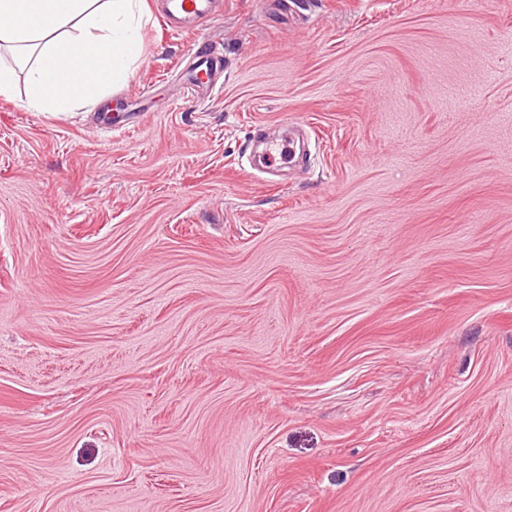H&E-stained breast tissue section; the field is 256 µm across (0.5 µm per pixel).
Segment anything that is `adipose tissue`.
I'll list each match as a JSON object with an SVG mask.
<instances>
[{
	"label": "adipose tissue",
	"instance_id": "obj_1",
	"mask_svg": "<svg viewBox=\"0 0 512 512\" xmlns=\"http://www.w3.org/2000/svg\"><path fill=\"white\" fill-rule=\"evenodd\" d=\"M144 0H0V95L17 68L29 73L28 105L67 112L101 89L122 83L141 55Z\"/></svg>",
	"mask_w": 512,
	"mask_h": 512
}]
</instances>
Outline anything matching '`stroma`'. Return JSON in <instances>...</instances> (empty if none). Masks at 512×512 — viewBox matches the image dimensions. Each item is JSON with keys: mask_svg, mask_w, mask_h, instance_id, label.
I'll use <instances>...</instances> for the list:
<instances>
[{"mask_svg": "<svg viewBox=\"0 0 512 512\" xmlns=\"http://www.w3.org/2000/svg\"><path fill=\"white\" fill-rule=\"evenodd\" d=\"M146 4L127 81L0 96V512H512V0ZM161 20L182 32L195 33L198 24L216 18L224 12L222 0H162ZM175 19H187L188 23L181 26L173 25Z\"/></svg>", "mask_w": 512, "mask_h": 512, "instance_id": "1", "label": "stroma"}]
</instances>
